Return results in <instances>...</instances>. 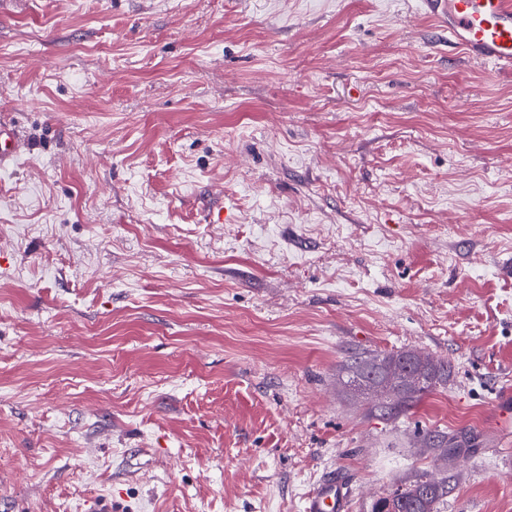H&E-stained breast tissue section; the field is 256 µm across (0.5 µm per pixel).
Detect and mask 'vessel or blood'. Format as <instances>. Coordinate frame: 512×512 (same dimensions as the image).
Returning <instances> with one entry per match:
<instances>
[{
	"mask_svg": "<svg viewBox=\"0 0 512 512\" xmlns=\"http://www.w3.org/2000/svg\"><path fill=\"white\" fill-rule=\"evenodd\" d=\"M424 11L447 29L448 44L468 58L512 70V0H421ZM25 148L15 126L0 119V169ZM304 512H348L347 488L335 479L310 491Z\"/></svg>",
	"mask_w": 512,
	"mask_h": 512,
	"instance_id": "obj_1",
	"label": "vessel or blood"
}]
</instances>
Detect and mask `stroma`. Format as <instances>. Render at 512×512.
Returning <instances> with one entry per match:
<instances>
[{
  "mask_svg": "<svg viewBox=\"0 0 512 512\" xmlns=\"http://www.w3.org/2000/svg\"><path fill=\"white\" fill-rule=\"evenodd\" d=\"M1 115L0 512H512V74L420 0H0ZM25 148L22 139L10 121L0 119V169L18 158ZM435 365L436 367L438 366L437 370H426L424 372L423 383L419 387H416L415 390L408 392L391 388L382 401V404L385 405L387 410L386 414L390 419L394 420L405 415L425 394L448 383V375L450 373L448 361H440ZM304 512H347L348 494L342 481L324 479L310 491L304 502ZM446 493H442L437 496L431 497L425 506L416 503L409 494H406L400 488L396 489L391 495L397 497L398 501L394 500L391 497L387 498V503L390 507L389 511L397 512L398 502L400 504V508L402 509L400 512H435L437 505L444 500V495ZM425 507L426 510L421 511L420 509Z\"/></svg>",
  "mask_w": 512,
  "mask_h": 512,
  "instance_id": "35a3bbf8",
  "label": "stroma"
}]
</instances>
